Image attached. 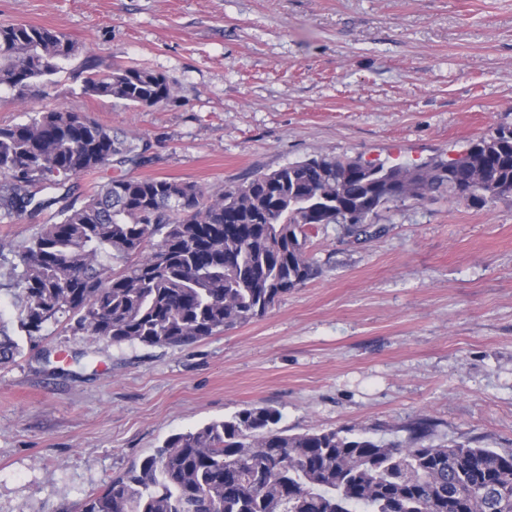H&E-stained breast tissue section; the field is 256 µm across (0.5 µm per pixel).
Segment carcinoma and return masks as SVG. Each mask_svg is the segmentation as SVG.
Here are the masks:
<instances>
[{
    "label": "carcinoma",
    "instance_id": "carcinoma-1",
    "mask_svg": "<svg viewBox=\"0 0 512 512\" xmlns=\"http://www.w3.org/2000/svg\"><path fill=\"white\" fill-rule=\"evenodd\" d=\"M82 52L72 38L0 24V87L50 83ZM83 92L140 110L171 98L140 65L84 62ZM148 142L128 141L64 108L0 127V215L57 221L17 252L19 329L62 326L115 344L180 347L264 315L315 278L308 232L358 236L386 204L464 198L477 208L512 192V133L501 126L454 158L387 166L320 155L254 175L216 195L187 181L135 177ZM112 179L70 200L71 178ZM64 189L55 196L38 190ZM0 317V367L21 355ZM280 413L244 408L170 436L86 496L81 512H512V451L455 441L405 448L344 429L287 434Z\"/></svg>",
    "mask_w": 512,
    "mask_h": 512
}]
</instances>
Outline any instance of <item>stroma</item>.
I'll return each mask as SVG.
<instances>
[{"mask_svg":"<svg viewBox=\"0 0 512 512\" xmlns=\"http://www.w3.org/2000/svg\"><path fill=\"white\" fill-rule=\"evenodd\" d=\"M58 30L100 67L164 74L135 110L52 85L0 88V126L53 106L149 140L139 175L208 192L319 155L418 164L512 125V0H0V23ZM0 218V319L16 328V251ZM318 275L265 315L186 347L116 345L59 327L0 369V512H77L176 433L248 407L279 429H350L512 451V194L475 208L408 199L371 233L310 235Z\"/></svg>","mask_w":512,"mask_h":512,"instance_id":"35a3bbf8","label":"stroma"}]
</instances>
